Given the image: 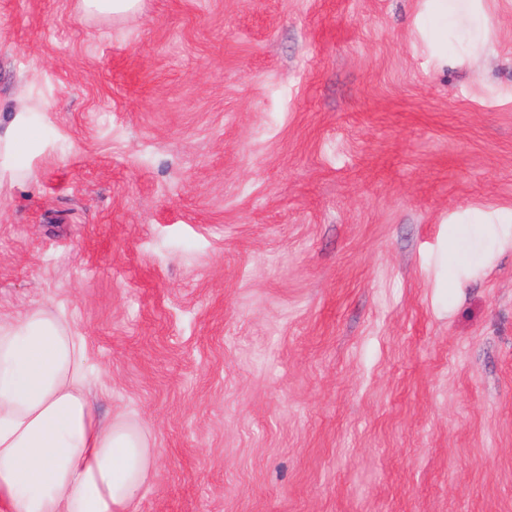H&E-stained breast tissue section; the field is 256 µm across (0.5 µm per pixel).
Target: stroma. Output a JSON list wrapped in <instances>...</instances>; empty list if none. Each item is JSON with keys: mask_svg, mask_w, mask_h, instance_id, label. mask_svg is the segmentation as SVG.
Segmentation results:
<instances>
[{"mask_svg": "<svg viewBox=\"0 0 512 512\" xmlns=\"http://www.w3.org/2000/svg\"><path fill=\"white\" fill-rule=\"evenodd\" d=\"M0 0V316L156 456L130 512H512V0ZM506 233L449 268L459 228ZM84 12L98 15L123 16L139 9L140 0H80ZM446 3L445 17L448 21V30L453 31L456 37L467 48H477L482 43L483 19L472 11L473 0H444ZM32 119L29 112H15L7 127L0 132V188L31 178L28 168L16 165V159L28 147L21 139V132Z\"/></svg>", "mask_w": 512, "mask_h": 512, "instance_id": "stroma-1", "label": "stroma"}]
</instances>
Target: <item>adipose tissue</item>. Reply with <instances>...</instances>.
<instances>
[{"mask_svg":"<svg viewBox=\"0 0 512 512\" xmlns=\"http://www.w3.org/2000/svg\"><path fill=\"white\" fill-rule=\"evenodd\" d=\"M473 0H445L448 28L480 45ZM29 113L0 131V187L31 178L18 167ZM85 347L66 317L38 305L0 318V512H129L153 463L147 431L99 419L87 393Z\"/></svg>","mask_w":512,"mask_h":512,"instance_id":"obj_1","label":"adipose tissue"}]
</instances>
